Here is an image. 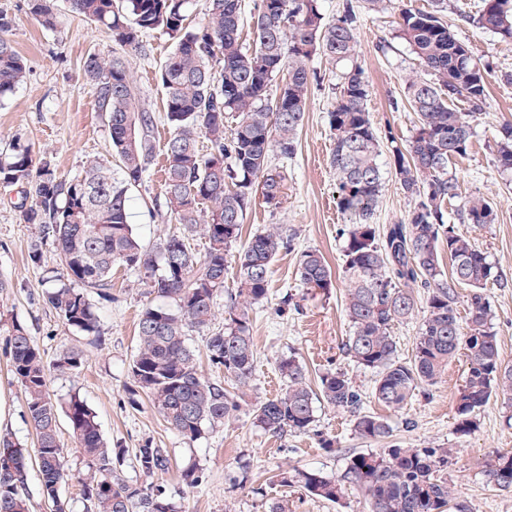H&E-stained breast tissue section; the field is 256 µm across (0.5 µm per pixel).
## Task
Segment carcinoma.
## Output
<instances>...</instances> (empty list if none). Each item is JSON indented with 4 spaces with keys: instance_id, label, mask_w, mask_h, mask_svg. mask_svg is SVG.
I'll list each match as a JSON object with an SVG mask.
<instances>
[{
    "instance_id": "carcinoma-1",
    "label": "carcinoma",
    "mask_w": 512,
    "mask_h": 512,
    "mask_svg": "<svg viewBox=\"0 0 512 512\" xmlns=\"http://www.w3.org/2000/svg\"><path fill=\"white\" fill-rule=\"evenodd\" d=\"M191 5L192 0H70L72 12L97 23L115 45L110 55L87 54L82 68L105 116L119 172L93 159L68 178L58 174L50 159L37 160L23 149L0 158V183L20 186L32 197L31 205L19 206V220L39 225L41 239L55 245L66 281L48 289L45 299L66 326L97 332L98 315L88 294L110 295L116 265L172 303L150 304L140 314L130 395L145 394L171 428L194 441L205 428L229 419L247 396L255 363L250 310L267 299L271 266L281 250L293 248V235L275 224L239 247L244 217L258 194L267 207H281L286 177L271 164L270 153L284 158L296 153L308 95L317 80L309 61L319 52L338 60L351 57L357 15L347 3L336 21L326 23L318 0H254L253 40L247 47L240 37L242 0H206L205 22L197 26L186 24ZM446 8L447 0H435L433 11L402 13L399 38L425 73L407 87L418 116L407 147L397 146L390 130L379 136L367 110L368 84L355 67L344 73L328 112L334 131L330 167L337 208L348 220L340 228L351 327L344 356L376 374L374 399L396 410L417 388L434 385L450 359L464 357L466 377L456 398L453 431L469 436L477 429V412L492 394L512 393V367L500 360L485 294L496 278L493 266L487 253L448 219V201L458 195L452 162L467 152L473 122L486 105L487 80L470 48L442 23L439 13ZM28 10L43 29L56 28L53 0H28ZM478 23L512 40V0H481ZM14 26L15 20L0 12V104L29 72L11 39ZM159 29L174 40L158 73L170 127L164 207L182 231L160 240L152 254L129 222L128 190L142 184L149 171L156 116L134 86L128 56L144 52V38ZM456 101L467 105L466 111H458ZM383 138L392 143L395 179L414 199L404 219L386 227L373 223L384 188L379 164ZM496 163L501 172L512 174V121L500 127ZM458 220L493 224L497 213L492 202L476 196L465 202ZM198 234L206 243L202 255L190 245ZM443 246L451 261L449 274L441 269ZM230 275L236 293L224 308V326L214 328L216 298ZM296 275L313 296L334 287L332 270L316 249L300 252ZM416 285L426 290L425 307L412 358L405 361L392 328L418 308ZM460 288L468 289L464 320L456 307ZM189 328L207 333L209 360L224 370V378L209 379L198 371L195 351L187 343ZM6 345L36 444L31 450L0 438V512H29L22 489L33 466L52 512H66L59 497L65 476L57 432L61 413L86 460L82 498L89 512H176L161 486L115 475L127 450L106 445L84 398L74 393L62 402L52 399L49 375L78 370L81 351L64 350L48 363L18 323L8 329ZM276 370L281 392L253 407L254 424L265 433L280 439L313 434L320 447L334 448L335 440L317 430L316 408L323 403L352 416L354 432L363 440L390 436L389 423L364 410L363 395L347 373L327 372L314 389L295 355L280 356ZM134 458L146 478L169 468L167 451L150 442L136 449ZM450 460L448 448L392 445L380 453L351 455L340 479L298 467L278 477L286 486L333 503L347 482L364 493L370 512H449L455 493L443 473ZM485 473L498 489L512 490V452L492 454Z\"/></svg>"
}]
</instances>
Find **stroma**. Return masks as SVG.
Wrapping results in <instances>:
<instances>
[{"label": "stroma", "mask_w": 512, "mask_h": 512, "mask_svg": "<svg viewBox=\"0 0 512 512\" xmlns=\"http://www.w3.org/2000/svg\"><path fill=\"white\" fill-rule=\"evenodd\" d=\"M352 2L358 16L354 56L336 61L315 54L309 66L318 77L309 95L305 118L298 134L295 156L284 159L272 154L271 161L287 176V196L279 209L255 199L243 223L244 236L272 224L285 225L295 235L294 251H281L270 274L267 301L251 311L256 367L248 397L224 425L207 429L197 441H189L171 429L154 411L147 397L129 404V367L137 351L136 324L147 303L153 302L148 288L124 267L112 271V296L90 294L99 316L98 336H87L65 326L42 294L47 277L61 274L62 266L51 242L40 239L38 225L21 223L18 207L23 193L17 187L0 185V321H19L32 336L46 361H53L68 348L83 352L81 367L69 374H52V399L79 393L94 410L105 440L127 449L145 441L167 450L170 465L155 475L154 484L166 489L179 512H269L271 502L285 499L293 512H368L363 493L346 486L335 503L308 495L296 487L283 486L277 471L292 467L315 469L338 477L350 454L378 451L383 444L360 439L349 414L318 407V426L334 437L337 446L319 447L314 436L294 434L276 438L253 424L256 402L279 394L282 381L276 372L280 356L292 353L305 365L310 378L330 370H341L366 397V411L386 416L392 432L387 441L409 448L452 449L453 464L446 477L458 499L470 512H512V491L490 484L486 462L493 452L512 450V427L507 424L512 403L496 394L477 415L478 427L468 436L453 432L456 396L466 374L464 357L448 363L438 382L418 388L401 411L385 410L371 397L374 372L354 367L341 347L350 334L344 312L345 285L341 278L344 240L339 228L344 222L336 207V186L329 168L334 135L327 114L341 89L342 74L360 67L369 84L368 109L378 130L392 129L398 145H407L417 125V114L406 100L407 83L419 71V62L408 45L398 38L403 9L429 10L432 0H382L376 9H366L364 0H320L325 21L340 15L344 2ZM481 0H448L442 19L457 37L470 46L487 71L488 96L485 109L473 124V137L465 156L456 160L453 172L458 196L448 206L456 214L473 196L494 202L495 223L458 225L463 236L487 252L497 274L486 294L492 306L500 357L512 366V177L501 174L495 164V137L501 124L512 121V40L482 28L472 17ZM56 30H44L30 15L28 0H0V11L17 18L12 39L26 58L30 73L11 98L0 106V153L16 148L33 155L51 157L59 172L77 175L85 161L109 156V130L99 112L94 92L85 80L81 64L91 52L110 53L113 44L89 19L71 12L68 0H57ZM174 48L162 31L146 38L145 55H131V72L142 101L157 119L153 132V162L142 185L129 192L130 221L146 250H155L160 239L178 232L163 206L164 146L169 129L164 120L165 96L158 79L160 67ZM399 109H391V101ZM380 163L384 189L375 221L394 224L402 220L414 202L393 175L389 144H382ZM41 245V262L28 258L32 243ZM320 250L336 278L329 295L308 298L296 278L298 253ZM292 295L300 312L277 314L283 294ZM6 336L0 332V435L11 434L34 446L35 433L24 416V395L10 372L5 353ZM60 443L66 457V477L60 496L70 512H83L81 482L86 473L67 420L58 423ZM203 473L198 486H187L182 473L189 467Z\"/></svg>", "instance_id": "1"}]
</instances>
